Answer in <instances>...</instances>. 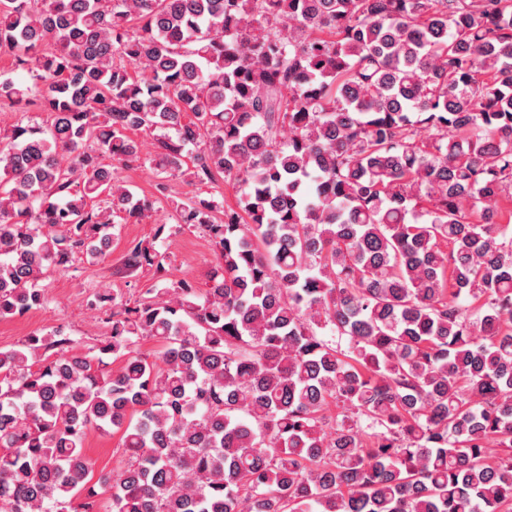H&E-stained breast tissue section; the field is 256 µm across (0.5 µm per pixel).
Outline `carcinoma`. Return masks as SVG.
I'll list each match as a JSON object with an SVG mask.
<instances>
[{
  "mask_svg": "<svg viewBox=\"0 0 512 512\" xmlns=\"http://www.w3.org/2000/svg\"><path fill=\"white\" fill-rule=\"evenodd\" d=\"M0 51L1 319L154 212L128 131L236 190L175 205L209 288L0 351V512H98L91 431L112 512H512V0H0ZM120 435L103 434L98 432L89 433L85 450L88 458L93 463L94 483L101 473L110 472L120 466Z\"/></svg>",
  "mask_w": 512,
  "mask_h": 512,
  "instance_id": "cac0c4a2",
  "label": "carcinoma"
}]
</instances>
